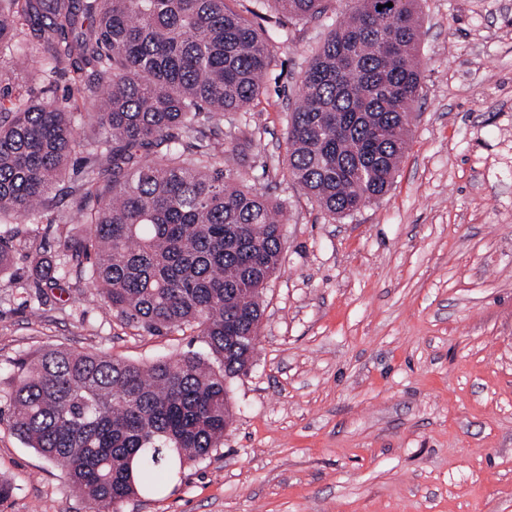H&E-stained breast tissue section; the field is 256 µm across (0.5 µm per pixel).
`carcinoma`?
Wrapping results in <instances>:
<instances>
[{
  "label": "carcinoma",
  "mask_w": 512,
  "mask_h": 512,
  "mask_svg": "<svg viewBox=\"0 0 512 512\" xmlns=\"http://www.w3.org/2000/svg\"><path fill=\"white\" fill-rule=\"evenodd\" d=\"M274 5L279 26L318 17L328 0ZM392 6H387V3ZM418 0H352L315 50L290 112L288 175L332 217L384 196L404 155L422 88ZM0 217L37 220L87 152L72 207L54 219L63 251L36 262L56 284L73 275L128 325L159 335L198 329L207 355L135 364L48 348L15 363L0 422L61 464L82 496L110 504L157 495L218 447L231 418L227 381L255 345L224 354V337L258 334L261 284L282 264V205L240 184L255 144L223 148L224 117L265 84L271 35L225 0H0ZM68 62L86 114L75 115L16 71ZM212 127L213 136L201 130ZM87 225L72 233L74 219Z\"/></svg>",
  "instance_id": "carcinoma-1"
}]
</instances>
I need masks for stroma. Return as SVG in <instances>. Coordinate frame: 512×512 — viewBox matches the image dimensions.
I'll return each mask as SVG.
<instances>
[{"label":"stroma","mask_w":512,"mask_h":512,"mask_svg":"<svg viewBox=\"0 0 512 512\" xmlns=\"http://www.w3.org/2000/svg\"><path fill=\"white\" fill-rule=\"evenodd\" d=\"M422 91L393 185L326 214L288 176V114L348 0L272 42L266 87L233 124L260 149L243 180L280 202L283 260L260 340L229 383L232 423L159 495L113 512H512V0H419ZM50 197L0 276V396L16 361L51 346L129 362L202 350L183 327L127 325L79 278L50 289ZM0 512H97L0 425Z\"/></svg>","instance_id":"1"}]
</instances>
